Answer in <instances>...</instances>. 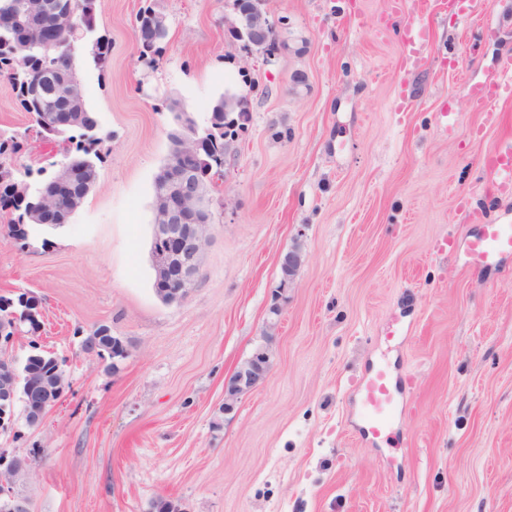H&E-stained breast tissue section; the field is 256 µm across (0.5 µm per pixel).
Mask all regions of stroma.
<instances>
[{
  "label": "stroma",
  "instance_id": "35a3bbf8",
  "mask_svg": "<svg viewBox=\"0 0 512 512\" xmlns=\"http://www.w3.org/2000/svg\"><path fill=\"white\" fill-rule=\"evenodd\" d=\"M147 1L167 24L150 65L135 27ZM262 11L267 52L230 35V0H104L107 67L79 42L97 182L69 223L32 227L23 247L0 209V295H33L43 313L15 355L52 351L70 383L37 426L16 404L17 435H0L39 451L16 490L32 512H148L162 496L186 512H512V252L483 269L469 253L485 225L512 224V189L494 190L486 166L512 134V100L489 126L469 94L512 58V0H479L466 21L448 0L425 18L418 0ZM410 28L425 35L415 67ZM230 95L244 118L209 192L200 271L166 303L150 246L170 106L202 132ZM31 125L0 85V132L38 183L64 151ZM291 248L301 265L285 287ZM101 325L128 345L114 370L82 348ZM263 343L266 380L225 413V383ZM383 355L401 401L375 443L353 398Z\"/></svg>",
  "mask_w": 512,
  "mask_h": 512
}]
</instances>
